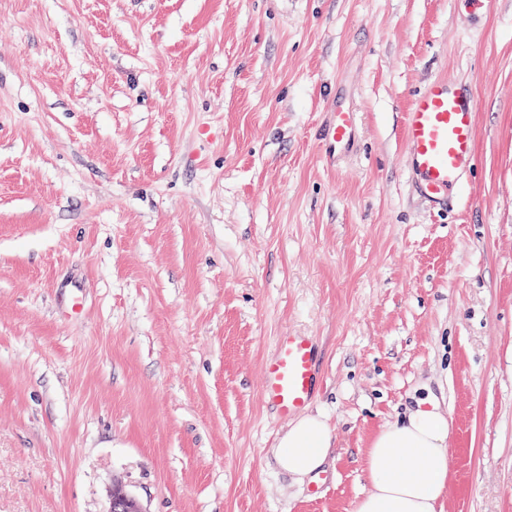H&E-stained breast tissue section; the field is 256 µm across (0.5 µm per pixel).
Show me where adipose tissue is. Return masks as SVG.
I'll return each instance as SVG.
<instances>
[{
	"label": "adipose tissue",
	"instance_id": "obj_1",
	"mask_svg": "<svg viewBox=\"0 0 512 512\" xmlns=\"http://www.w3.org/2000/svg\"><path fill=\"white\" fill-rule=\"evenodd\" d=\"M331 442L321 416H303L279 438L276 463L290 475L312 476L324 465ZM447 446L448 422L436 408H418L387 425L367 450L372 491L356 512H436L448 487Z\"/></svg>",
	"mask_w": 512,
	"mask_h": 512
}]
</instances>
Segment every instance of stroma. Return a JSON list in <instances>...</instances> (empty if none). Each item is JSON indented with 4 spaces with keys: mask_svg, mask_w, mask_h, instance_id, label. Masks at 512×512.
<instances>
[{
    "mask_svg": "<svg viewBox=\"0 0 512 512\" xmlns=\"http://www.w3.org/2000/svg\"><path fill=\"white\" fill-rule=\"evenodd\" d=\"M440 76L480 106L436 213L403 124ZM284 332L322 356L317 494L272 453ZM424 398L437 512H512V0H0V512H355ZM356 128L355 112L336 109L331 112V120L324 128L321 150L325 155L333 153L337 147L346 145ZM108 512H143L138 501L122 485H115L110 493Z\"/></svg>",
    "mask_w": 512,
    "mask_h": 512,
    "instance_id": "stroma-1",
    "label": "stroma"
}]
</instances>
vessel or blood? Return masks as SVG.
Returning <instances> with one entry per match:
<instances>
[{"mask_svg":"<svg viewBox=\"0 0 512 512\" xmlns=\"http://www.w3.org/2000/svg\"><path fill=\"white\" fill-rule=\"evenodd\" d=\"M478 101L455 82L436 78L410 100L404 137L409 168L420 197L429 205L459 195L462 175L474 165ZM356 115L334 110L321 138L323 153L346 145ZM319 383L318 353L309 337L280 335L263 367L261 394L280 416L292 417L312 402Z\"/></svg>","mask_w":512,"mask_h":512,"instance_id":"vessel-or-blood-1","label":"vessel or blood"}]
</instances>
